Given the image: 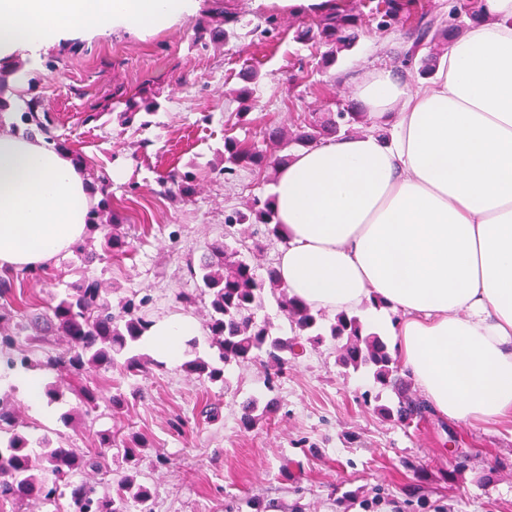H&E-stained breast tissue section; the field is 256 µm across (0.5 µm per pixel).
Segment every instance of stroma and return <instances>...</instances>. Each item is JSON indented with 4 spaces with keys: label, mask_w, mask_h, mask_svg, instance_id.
Returning a JSON list of instances; mask_svg holds the SVG:
<instances>
[{
    "label": "stroma",
    "mask_w": 512,
    "mask_h": 512,
    "mask_svg": "<svg viewBox=\"0 0 512 512\" xmlns=\"http://www.w3.org/2000/svg\"><path fill=\"white\" fill-rule=\"evenodd\" d=\"M223 4L248 20L276 14L277 27L260 44L249 36L224 44L212 40L203 10L142 40L116 32L50 48L35 67L20 63L25 97L53 119L57 146L85 159L88 178L105 177L130 247L90 263L73 253L40 276L18 274L15 318L45 310L53 295L94 277L113 309L136 296L146 319L183 313L200 326L205 303L186 309L177 296L196 288L187 264L207 243L224 240L261 277L275 265L279 239L224 224L230 210L267 198L275 174L245 170L225 179V138L258 141L266 127H291L326 102L351 101L363 68L398 67L405 37L385 41L364 26L356 46L326 69L315 47L294 42L298 16L263 0ZM247 65L261 79L242 123L232 91ZM130 101L138 108L125 123L120 114ZM173 171L193 173L191 197L168 191ZM30 358L31 375L55 384L59 399L40 414L14 387L0 395L19 402L32 447L88 451L104 432L140 435L138 464L116 456L110 470L113 482L150 487L152 512H512V423L471 428L432 411L408 425L385 419L380 409L393 405L395 393L343 368L329 341L289 360L272 389L254 363L227 366L217 383L178 364L136 373L117 365L94 373L91 385L104 400L88 415L72 392L77 377L44 370L41 349ZM117 392L128 395L127 407L109 405ZM250 400L256 422L248 429L242 417ZM214 402L222 409L213 420L204 408Z\"/></svg>",
    "instance_id": "1"
}]
</instances>
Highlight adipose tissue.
I'll use <instances>...</instances> for the list:
<instances>
[{"label": "adipose tissue", "mask_w": 512, "mask_h": 512, "mask_svg": "<svg viewBox=\"0 0 512 512\" xmlns=\"http://www.w3.org/2000/svg\"><path fill=\"white\" fill-rule=\"evenodd\" d=\"M200 0H0V74L49 47L161 31ZM454 38L415 84L358 75L371 132L294 151L270 192L289 295L368 331L449 420H512V0ZM70 151L0 126V271L46 270L87 234L99 186ZM196 326L153 322L141 344L178 362Z\"/></svg>", "instance_id": "ef3b65f1"}]
</instances>
